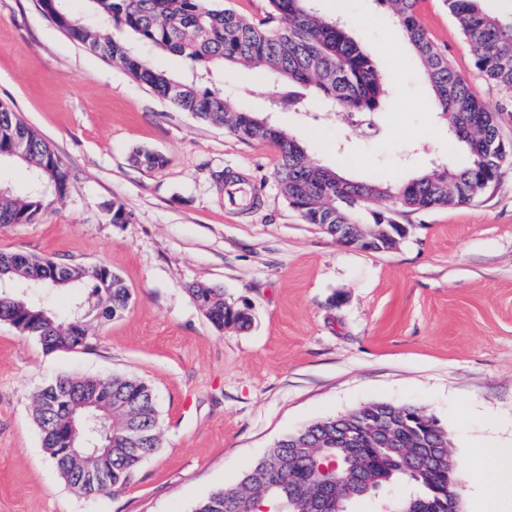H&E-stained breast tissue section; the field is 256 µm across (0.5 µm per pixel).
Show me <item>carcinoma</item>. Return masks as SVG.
<instances>
[{"instance_id":"1","label":"carcinoma","mask_w":512,"mask_h":512,"mask_svg":"<svg viewBox=\"0 0 512 512\" xmlns=\"http://www.w3.org/2000/svg\"><path fill=\"white\" fill-rule=\"evenodd\" d=\"M268 18L251 23L224 7L223 0H88L91 25L61 7V0H41L47 17L72 40L87 46L111 65L180 110L248 140L271 141L280 150L277 183L282 196L306 224H392L399 217L428 208L469 204L496 185L502 171L512 166V142L500 138L497 111L479 98L467 80L433 44L418 17L419 0H377L396 19L404 39L413 48L431 88L430 106L448 124V133L467 152L458 168L436 165L428 172L391 187L372 181H352L315 163L305 148L284 131L249 112L234 111L224 94L200 79L184 80L136 54L128 39L158 51L184 57L198 73L224 64L249 65L288 86L279 103L295 105L306 91L314 89L341 112L359 117L380 111L389 80L374 57L354 40L346 23L324 17L309 0H267ZM448 12L458 22L474 68L489 83L512 95V24L488 13L481 0H445ZM106 24L117 35L104 37L98 25ZM10 129L25 138L28 149L15 157L10 142L0 139V166L22 164L27 181L15 187L0 183V224H37L52 202L68 191L66 166L58 152L20 113L0 103V129ZM137 164L156 169L164 165L161 155L141 149ZM60 262L19 253H0V279L25 289L39 269H52ZM67 283L46 282L40 294L66 293V317L75 322L73 332L64 318L40 298L27 306L0 291V322L22 327L21 334L37 339L47 351L73 349L86 343L98 314L121 315L129 306L130 290L123 277L105 265L66 264ZM191 293L208 321L218 329L226 326L224 294L218 288L198 284ZM102 382L107 401L85 409L89 417L107 419L112 445L99 444L81 460L59 458L51 453L55 435L45 405L82 382ZM33 417L44 449L66 483L87 498L107 495L124 486L131 472L160 447L156 397L146 382L121 377L73 375L56 378L33 396ZM336 417L314 421L279 440L256 462L233 489H218L196 501L192 512H231L236 503L253 505L254 512H316L315 499L328 485L347 487L342 512L358 498L349 452L336 445L331 428ZM130 427L139 431L135 444L124 442ZM306 448L320 449V458L333 462L327 476L314 467L304 468L288 455V439ZM371 478L378 479L369 494L406 485L409 493L390 500L391 512H410L417 497L432 496V489L445 478L428 468L409 472L391 467L387 453L372 459Z\"/></svg>"}]
</instances>
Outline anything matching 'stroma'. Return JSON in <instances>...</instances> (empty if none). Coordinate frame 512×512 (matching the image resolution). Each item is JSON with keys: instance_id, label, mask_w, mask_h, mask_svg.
Wrapping results in <instances>:
<instances>
[{"instance_id": "35a3bbf8", "label": "stroma", "mask_w": 512, "mask_h": 512, "mask_svg": "<svg viewBox=\"0 0 512 512\" xmlns=\"http://www.w3.org/2000/svg\"><path fill=\"white\" fill-rule=\"evenodd\" d=\"M392 75L390 98L359 128L325 100L274 107L282 85L236 65L211 68L227 104L276 125L346 179L396 186L466 154L430 110V89L378 0H318ZM430 38L491 103L444 0H421ZM0 103L63 157L68 193L41 223L0 224V251L105 264L131 299L85 346L46 351L0 323V512H190L230 488L273 444L365 404H411L447 430L456 459L512 448V168L467 205L404 216L397 249L339 244L281 195L278 147L240 139L156 97L69 39L40 0H0ZM165 163L147 169L137 149ZM256 207L224 200V178ZM128 221L110 223L106 204ZM249 303L245 330L215 328L188 291ZM135 377L156 394L161 446L128 484L89 499L45 452L31 398L62 375Z\"/></svg>"}]
</instances>
